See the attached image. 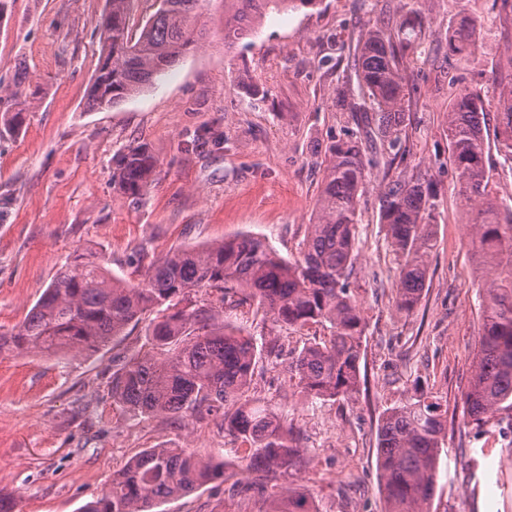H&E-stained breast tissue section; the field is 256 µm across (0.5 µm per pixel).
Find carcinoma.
I'll use <instances>...</instances> for the list:
<instances>
[{
  "instance_id": "carcinoma-1",
  "label": "carcinoma",
  "mask_w": 512,
  "mask_h": 512,
  "mask_svg": "<svg viewBox=\"0 0 512 512\" xmlns=\"http://www.w3.org/2000/svg\"><path fill=\"white\" fill-rule=\"evenodd\" d=\"M157 10L135 29L131 0H109L99 25L101 53L85 101L89 111L114 106L155 86L189 49L206 37L198 12L206 0H155ZM224 4V49L253 35L269 13L298 9L317 0H220ZM410 0L395 26L382 22L368 31L352 54L357 91L338 93L337 105L371 112L376 125L327 148L317 200L297 259L281 257L249 235L167 254L147 264L143 280L129 285L95 261L62 265L22 324L0 331L4 351H97L128 325L154 312L150 344L112 371V399L140 415L183 419L205 412L245 445L239 457L250 482L234 480L235 494L260 486L264 512H315L309 498L277 481L303 460L300 433L263 399L249 397L257 347L251 336L224 321L228 294L255 302L273 321L289 327L327 326L329 338L304 346L290 363L301 392L322 401L349 400L358 392L366 319L350 278L355 262L354 227L367 164L392 169L405 157V86L409 56L421 49V13ZM464 58L481 53L474 27L463 24L449 39ZM499 150L512 161V86L498 92ZM483 96H461L448 111V161L464 206L476 210L473 224L477 266L486 275L483 328L472 377L463 395L464 413L486 425L497 410L512 409V207L492 195L486 172ZM387 144L365 161L363 140ZM114 187L142 196L154 182L157 159L143 143L125 146L114 160ZM432 191L420 180L391 178L379 197L380 221L401 259L395 303L413 312L422 299L428 257L434 247ZM439 399L415 381L414 395L398 399L383 414L377 432L378 469L386 512H429L436 464L447 427ZM236 476L229 463L203 459L184 448H147L112 475L110 487L81 512H151L157 501L187 495L208 483Z\"/></svg>"
}]
</instances>
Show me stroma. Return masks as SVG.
<instances>
[{
    "label": "stroma",
    "instance_id": "obj_1",
    "mask_svg": "<svg viewBox=\"0 0 512 512\" xmlns=\"http://www.w3.org/2000/svg\"><path fill=\"white\" fill-rule=\"evenodd\" d=\"M405 0H320L269 14L253 37L224 48V9L204 5L207 31L155 87L121 104L87 111L100 55L97 24L108 0H9L0 14V92L18 73L22 124L0 136V329L18 327L58 268L73 259L104 261L136 283L149 261L243 234L297 257L316 216L325 152L355 131L360 115L336 104L356 77L340 62L375 21L398 17ZM424 53L411 63L404 161L392 173H421L436 190L434 247L422 299L395 308L399 265L380 222L383 168L367 169L356 226L351 287L367 326L355 398L313 403L288 373L301 348L328 328H289L255 305L224 303L226 321L253 336L260 353L252 396L275 406L301 432L305 463L283 477L315 512H384L377 430L384 411L412 395L415 380L448 407L430 512H512V410L476 427L463 410L481 334L483 281L473 270L472 216L448 162V111L492 84L512 58V24L495 0H421ZM473 21L481 55L462 59L448 35ZM486 106L484 148L490 188L512 205V166ZM147 143L157 181L144 196L116 192L113 157ZM150 316L92 354H0V491L15 512H78L113 472L147 448H184L215 461L239 443L219 417L183 420L137 415L113 402L119 359L146 350ZM279 354H268L270 345ZM260 496L239 497L211 483L160 502L156 512H260Z\"/></svg>",
    "mask_w": 512,
    "mask_h": 512
}]
</instances>
